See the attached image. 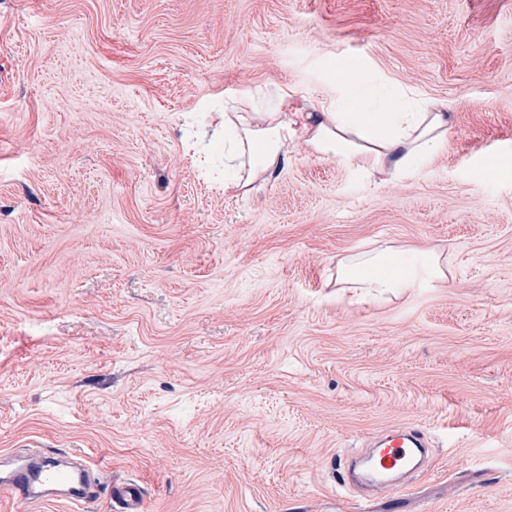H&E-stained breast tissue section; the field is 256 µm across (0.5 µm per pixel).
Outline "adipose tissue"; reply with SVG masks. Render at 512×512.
<instances>
[{"label": "adipose tissue", "mask_w": 512, "mask_h": 512, "mask_svg": "<svg viewBox=\"0 0 512 512\" xmlns=\"http://www.w3.org/2000/svg\"><path fill=\"white\" fill-rule=\"evenodd\" d=\"M452 130L449 108L418 103L388 106L374 112L315 111L297 105L285 89L272 112H252L247 98L224 111V153L237 166L224 181V192L248 195L254 181L288 160L290 146L304 141L315 157L367 176H408L446 149ZM448 266L440 256L424 253L413 260L399 254L352 259L338 269V279L383 296L399 288L442 281Z\"/></svg>", "instance_id": "obj_1"}]
</instances>
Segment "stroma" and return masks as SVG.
<instances>
[{
    "mask_svg": "<svg viewBox=\"0 0 512 512\" xmlns=\"http://www.w3.org/2000/svg\"><path fill=\"white\" fill-rule=\"evenodd\" d=\"M454 104L414 176L297 144L225 195L215 118L293 88ZM512 0H0V458L101 468L85 512H512ZM434 250L448 278L372 299L342 260ZM417 423L401 495L338 460ZM337 71L340 73L337 79V91L340 96H349L354 86L360 81L362 68L356 62L343 64L337 62ZM112 496L125 512H143L145 509L142 491L133 481L112 486Z\"/></svg>",
    "mask_w": 512,
    "mask_h": 512,
    "instance_id": "stroma-1",
    "label": "stroma"
}]
</instances>
